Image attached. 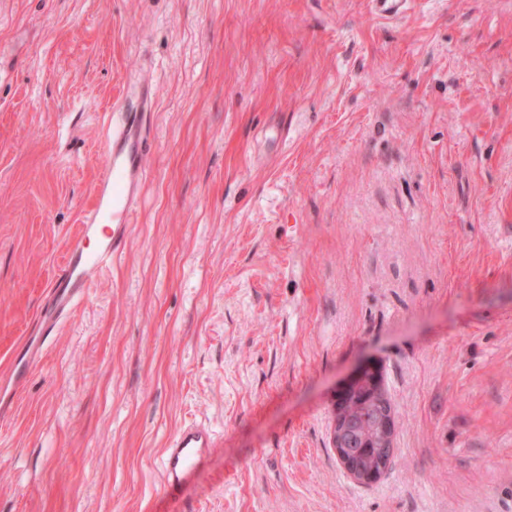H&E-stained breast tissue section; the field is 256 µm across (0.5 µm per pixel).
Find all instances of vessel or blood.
I'll use <instances>...</instances> for the list:
<instances>
[{
    "label": "vessel or blood",
    "instance_id": "obj_1",
    "mask_svg": "<svg viewBox=\"0 0 512 512\" xmlns=\"http://www.w3.org/2000/svg\"><path fill=\"white\" fill-rule=\"evenodd\" d=\"M154 100L152 83L132 80L120 101L116 119L108 125L105 161L98 175L94 201L52 281L40 311L38 334L29 338L17 354L11 376L0 381V419L5 418L29 371L40 362L58 323L84 299L95 274L108 267L126 243L146 175V124ZM215 445L213 431L202 423L187 424L175 434L161 462V489L167 498L180 499Z\"/></svg>",
    "mask_w": 512,
    "mask_h": 512
}]
</instances>
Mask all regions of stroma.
Listing matches in <instances>:
<instances>
[{
    "label": "stroma",
    "mask_w": 512,
    "mask_h": 512,
    "mask_svg": "<svg viewBox=\"0 0 512 512\" xmlns=\"http://www.w3.org/2000/svg\"><path fill=\"white\" fill-rule=\"evenodd\" d=\"M137 75L135 222L0 420V512H512V0H0V379ZM367 361L371 485L331 443ZM378 364L368 362L362 364L358 367L342 384V386L338 389L337 393L334 396L335 399V412H334V421H333V430H332V444L333 448L336 451V455L343 466V468L359 483L361 484H371L376 482L386 471L387 466L381 465V474L377 478L375 475L366 476L361 473V471L355 467L354 463L351 460L352 454L347 448L345 441L343 440V429L340 427L339 422L336 420V408L338 404L342 401V399L349 393L353 388H355L358 384H360L368 374L374 373L377 377V381L380 380V371L377 368ZM215 445L213 431L202 423L187 424L175 434L161 462V489L167 498L180 499Z\"/></svg>",
    "instance_id": "35a3bbf8"
}]
</instances>
